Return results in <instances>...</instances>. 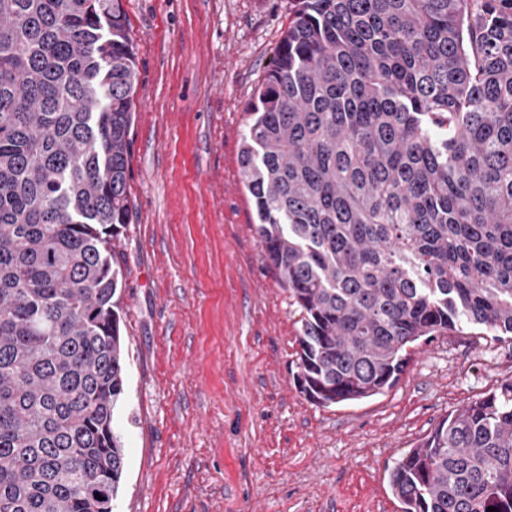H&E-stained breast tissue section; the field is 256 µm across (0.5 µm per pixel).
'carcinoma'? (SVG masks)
<instances>
[{
    "label": "carcinoma",
    "instance_id": "cac0c4a2",
    "mask_svg": "<svg viewBox=\"0 0 512 512\" xmlns=\"http://www.w3.org/2000/svg\"><path fill=\"white\" fill-rule=\"evenodd\" d=\"M295 2L240 165L326 407L437 336L512 340V0ZM137 82L122 0H0V512H112ZM389 485L401 512H512V381Z\"/></svg>",
    "mask_w": 512,
    "mask_h": 512
}]
</instances>
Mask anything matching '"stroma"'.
Instances as JSON below:
<instances>
[{"mask_svg":"<svg viewBox=\"0 0 512 512\" xmlns=\"http://www.w3.org/2000/svg\"><path fill=\"white\" fill-rule=\"evenodd\" d=\"M122 4L138 86L116 243L127 394L112 512H400L389 471L512 380V341L467 327L418 347L384 394L309 402L300 309L264 259L238 158L291 2Z\"/></svg>","mask_w":512,"mask_h":512,"instance_id":"obj_1","label":"stroma"}]
</instances>
